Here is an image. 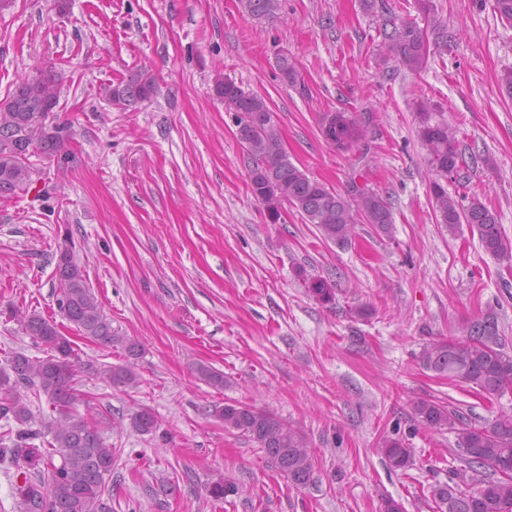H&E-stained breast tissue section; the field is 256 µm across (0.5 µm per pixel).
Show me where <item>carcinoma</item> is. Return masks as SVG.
<instances>
[{"label": "carcinoma", "mask_w": 512, "mask_h": 512, "mask_svg": "<svg viewBox=\"0 0 512 512\" xmlns=\"http://www.w3.org/2000/svg\"><path fill=\"white\" fill-rule=\"evenodd\" d=\"M242 2L255 19L270 18L279 8V0ZM380 34L398 66L413 73L425 70L429 58L448 50L445 32L430 40L415 21L391 13L382 17ZM59 86V72L44 66L0 101V197H9L30 183L29 155L37 151L55 157L65 148L71 127L54 113ZM155 86L152 72L137 71L108 90V101L124 109L135 108L152 97ZM213 91L231 112L266 116L257 130H241L239 135L250 159L251 191L267 219L277 224L288 210H295L323 239L337 245L348 243L358 224L391 231L392 208L379 191L354 181L343 193L330 190L289 160L273 112L263 97L222 78L214 81ZM418 107L419 137L436 176L432 193L440 222L450 231L460 224L476 228L484 250L512 266V242L501 232L496 213L480 201L460 204L442 184L461 172L456 130L428 111L426 102ZM368 132L369 120L355 113L336 111L322 119V134L338 151L363 142ZM54 287L58 313L81 336L105 347L123 344L128 356H137L136 344L125 343L112 329L69 242L60 249ZM8 313L49 349L42 358L16 351L0 366V419L20 425L31 421L30 409L18 394L21 383L36 388L52 406L50 418L40 429L17 431L10 449L15 462L37 470L17 488L21 512H110L102 497L109 492L106 479L112 474L113 448L103 436L100 418L91 412L86 417L74 413L78 377L92 373L115 386L131 387L138 382V375L130 364L106 368L77 360L74 342L59 331L56 321L34 310L10 308ZM418 360L423 369L462 383L488 401L512 392V352L502 341L498 317L492 311L471 321L463 337L439 338L424 345ZM413 412L425 429L454 433L457 452L465 463L448 482L431 487L437 512H512V473L498 470V464L512 460V415L501 414L476 425L453 404L431 398L415 401ZM213 416L224 422L225 429L257 442L268 466L292 486L301 488L312 482L313 460L305 437L274 413L224 404L214 407ZM132 426L141 434H153L157 420L151 411L141 409L132 416ZM38 437L46 439L47 447L30 444ZM382 451L393 468L406 469L411 464L413 449L398 439L384 440ZM480 469L483 478L473 487V478L467 473Z\"/></svg>", "instance_id": "obj_1"}]
</instances>
